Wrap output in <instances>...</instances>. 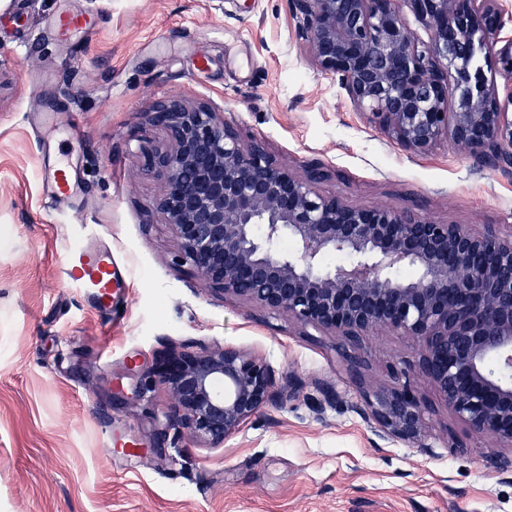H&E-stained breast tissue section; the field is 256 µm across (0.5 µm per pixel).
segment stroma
I'll return each mask as SVG.
<instances>
[{"instance_id":"stroma-1","label":"stroma","mask_w":512,"mask_h":512,"mask_svg":"<svg viewBox=\"0 0 512 512\" xmlns=\"http://www.w3.org/2000/svg\"><path fill=\"white\" fill-rule=\"evenodd\" d=\"M90 25L50 35L59 11ZM289 0H0V512H512V480L440 399L424 443L381 438L353 411L349 358L367 383L394 384L419 343L388 331L358 347L231 296L175 264L152 203L161 191L131 152L158 144L160 100H204L243 141L263 140L297 173L363 208L432 221L512 225V166L444 142L415 154L369 126L336 77L313 67ZM71 160L79 192L56 207L45 168ZM111 248L128 282L100 313L63 275L70 247ZM230 344L298 398L243 423L220 448L165 429L170 401L140 389L160 352ZM341 402L316 415L317 385ZM139 448L113 456L107 433Z\"/></svg>"}]
</instances>
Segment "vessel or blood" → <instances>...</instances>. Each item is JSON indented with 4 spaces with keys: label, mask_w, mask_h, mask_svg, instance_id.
Wrapping results in <instances>:
<instances>
[{
    "label": "vessel or blood",
    "mask_w": 512,
    "mask_h": 512,
    "mask_svg": "<svg viewBox=\"0 0 512 512\" xmlns=\"http://www.w3.org/2000/svg\"><path fill=\"white\" fill-rule=\"evenodd\" d=\"M86 26L83 16L65 12L59 17L53 33L58 40L70 39ZM53 187L56 201L65 202L76 194V181L73 167L68 163L55 165L47 175ZM65 277L91 291L95 300L105 304L114 294L120 292L126 272L113 259L112 252L106 248L93 249L88 246H76L70 249L63 268Z\"/></svg>",
    "instance_id": "b4317fda"
}]
</instances>
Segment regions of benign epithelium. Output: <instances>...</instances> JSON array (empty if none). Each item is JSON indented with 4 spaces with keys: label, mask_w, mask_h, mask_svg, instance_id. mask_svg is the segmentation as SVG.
<instances>
[{
    "label": "benign epithelium",
    "mask_w": 512,
    "mask_h": 512,
    "mask_svg": "<svg viewBox=\"0 0 512 512\" xmlns=\"http://www.w3.org/2000/svg\"><path fill=\"white\" fill-rule=\"evenodd\" d=\"M313 66L340 81L375 129L426 153L441 141L490 165L512 164V38L501 0H291ZM430 31L420 43L403 6ZM162 145L133 155L163 185L155 209L208 290L360 344L386 329L420 343L415 371L470 430L512 443V225L428 221L411 210L362 208L317 185L321 166L296 174L265 143H244L206 101L156 103ZM289 251L281 250L284 240ZM329 254L344 257L324 266ZM351 407L388 438L421 440L431 403L409 383L370 391L351 366ZM155 376L171 395L167 426L219 448L267 407L298 397L235 347L170 349Z\"/></svg>",
    "instance_id": "benign-epithelium-1"
}]
</instances>
